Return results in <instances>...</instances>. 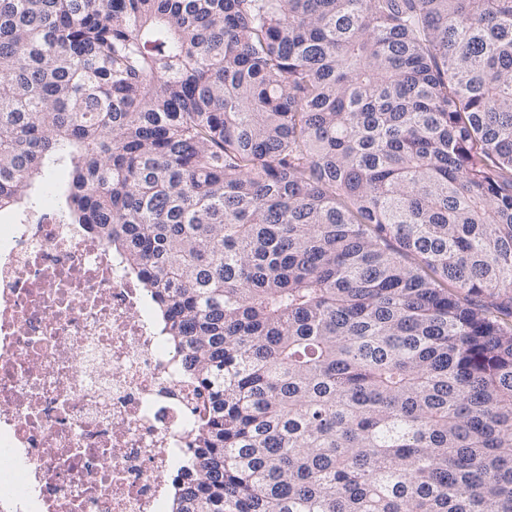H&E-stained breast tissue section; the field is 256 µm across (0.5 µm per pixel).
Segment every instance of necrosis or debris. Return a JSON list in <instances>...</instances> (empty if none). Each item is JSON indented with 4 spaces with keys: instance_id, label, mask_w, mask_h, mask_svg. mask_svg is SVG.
<instances>
[{
    "instance_id": "1",
    "label": "necrosis or debris",
    "mask_w": 512,
    "mask_h": 512,
    "mask_svg": "<svg viewBox=\"0 0 512 512\" xmlns=\"http://www.w3.org/2000/svg\"><path fill=\"white\" fill-rule=\"evenodd\" d=\"M124 260L55 213L0 224V497L165 512L205 413Z\"/></svg>"
}]
</instances>
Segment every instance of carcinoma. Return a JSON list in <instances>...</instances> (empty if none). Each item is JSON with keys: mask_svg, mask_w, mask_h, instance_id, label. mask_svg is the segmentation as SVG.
Instances as JSON below:
<instances>
[{"mask_svg": "<svg viewBox=\"0 0 512 512\" xmlns=\"http://www.w3.org/2000/svg\"><path fill=\"white\" fill-rule=\"evenodd\" d=\"M47 193L206 393L171 512H512V0H0Z\"/></svg>", "mask_w": 512, "mask_h": 512, "instance_id": "carcinoma-1", "label": "carcinoma"}]
</instances>
